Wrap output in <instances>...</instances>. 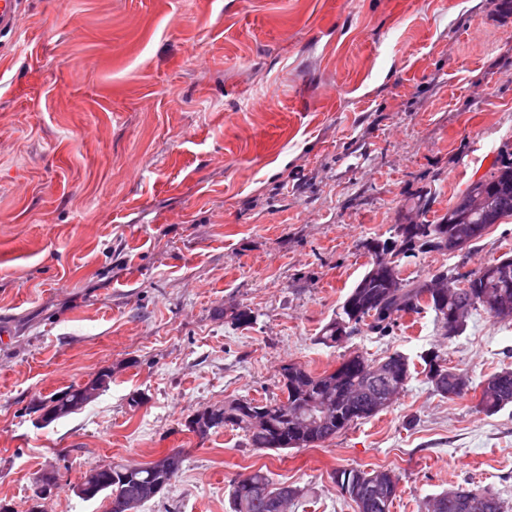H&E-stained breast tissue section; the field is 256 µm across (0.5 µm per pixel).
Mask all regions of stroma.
<instances>
[{"label": "stroma", "mask_w": 512, "mask_h": 512, "mask_svg": "<svg viewBox=\"0 0 512 512\" xmlns=\"http://www.w3.org/2000/svg\"><path fill=\"white\" fill-rule=\"evenodd\" d=\"M512 152V0H28L0 38V502L105 512L87 470L183 469L139 512H230L240 474L299 488L289 512H354L331 474L388 469L390 512L472 487L512 512V406L445 398L424 375L314 448H251L185 425L280 393L289 362L440 349L474 385L512 369V320L477 312L445 339L433 312L318 342L371 260L367 241L445 214ZM512 255V219L470 248L401 260L402 278ZM253 321L232 325L233 310ZM111 368L94 401L37 405ZM141 396L132 405V396Z\"/></svg>", "instance_id": "1"}]
</instances>
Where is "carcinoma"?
Wrapping results in <instances>:
<instances>
[{
  "label": "carcinoma",
  "instance_id": "carcinoma-1",
  "mask_svg": "<svg viewBox=\"0 0 512 512\" xmlns=\"http://www.w3.org/2000/svg\"><path fill=\"white\" fill-rule=\"evenodd\" d=\"M483 197L480 206H473L474 196ZM512 218V158L494 162L489 175L472 182L457 201L448 208L437 222L422 221L405 227L401 238L394 240L373 239L365 244L371 255L367 271L346 295L336 319L327 323L319 343L336 347L343 343L337 334L339 321L349 324L348 335L366 326L370 330L386 334L390 332L400 317L405 314H420L430 310L435 314V322L440 325L442 335L450 339L458 335L467 322L448 327L452 312L461 307L469 308V314L484 311L494 318H512V256L503 255L482 267L456 274L455 279L466 280L469 287L448 290L438 300L426 299L431 282L448 277V271L438 270L423 280H402V286L391 290L385 287L390 270L376 265L377 252L391 256L416 257L431 252L448 251V240L466 235L471 243H477L494 224ZM485 293L507 300V307L487 309L478 301V294ZM422 373L432 380V373L438 372L454 380L456 373L448 368L439 352L432 350L422 357ZM413 377L415 364L405 355L395 352L383 360ZM376 363L359 352L353 351L344 356L331 372L316 374L305 366L288 363L281 367L280 389L285 399H247L246 410L228 406L229 416L225 425L244 433L247 443L258 450H285L290 448L319 447L337 434L349 428L354 422L375 416L371 410L373 401L372 370ZM335 390L336 414L320 423L308 433L294 436L293 415L308 406L327 389ZM80 387L74 386L48 404H41L37 410L49 412L64 401L77 403ZM512 404V370L505 368L490 375L483 384L479 407L487 414H494ZM270 422L278 430V438H273L265 427ZM96 473L98 492L109 502V512H127V497L142 484L158 478L153 466L147 463L137 472H130L127 466L111 463L90 469ZM374 474L358 467H343L333 471L331 479L341 495H346V481L356 479L363 484ZM284 487L277 485L269 474L261 468L253 469L233 480L230 485L229 503L231 512H270L269 501L278 497ZM463 496L480 504L474 512H505L506 506L497 495L484 489L457 488ZM421 512H461L455 502L448 500V492L426 498Z\"/></svg>",
  "mask_w": 512,
  "mask_h": 512
}]
</instances>
